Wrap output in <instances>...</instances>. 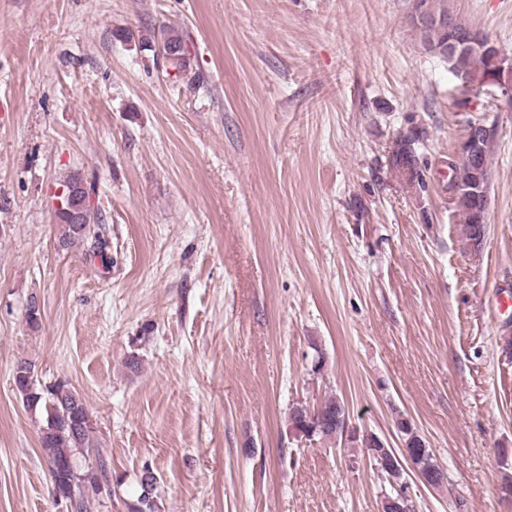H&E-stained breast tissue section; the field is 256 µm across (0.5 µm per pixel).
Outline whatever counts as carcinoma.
<instances>
[{
    "mask_svg": "<svg viewBox=\"0 0 512 512\" xmlns=\"http://www.w3.org/2000/svg\"><path fill=\"white\" fill-rule=\"evenodd\" d=\"M423 14L450 22L446 28L423 27L415 17ZM408 19L419 36L423 48L448 62L457 82L479 86V90L493 87L491 79L497 74V47L489 38L462 22L451 0H409ZM153 56H163L165 74H179L187 66L188 47L183 34L168 26L147 38ZM495 134L488 133L481 141L479 155L454 166L455 176L448 183L459 209L462 234L468 246L480 244L485 235L482 206L470 188L479 177L491 174V154ZM396 165L414 170V155L410 140L400 137L396 143ZM64 190L63 208L56 210L59 221V244L65 249L86 246L104 266H112L111 247L103 230L101 209L91 200L96 194L92 181L73 173L61 181ZM32 362L20 360L14 387L22 401L31 409L42 408L46 417L40 428V444L49 464L55 495L71 502L74 512H87L90 498L112 495V474L101 451L98 430L82 397L59 381L41 386L39 380L29 381L23 375ZM339 398L328 396L319 406L309 408L298 404L290 408L291 428L308 441H335L343 444L341 433L329 419L336 416ZM400 436L409 448L423 447L424 438L412 424L400 417L396 420ZM86 452L95 457V465L84 470L77 465L76 454ZM157 477L141 475V493L130 512H156L153 491Z\"/></svg>",
    "mask_w": 512,
    "mask_h": 512,
    "instance_id": "cac0c4a2",
    "label": "carcinoma"
}]
</instances>
